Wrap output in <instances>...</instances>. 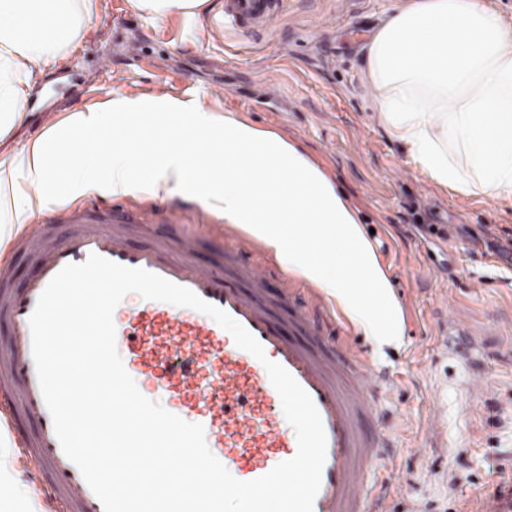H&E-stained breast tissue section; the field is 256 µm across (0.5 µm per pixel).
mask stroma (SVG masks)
Instances as JSON below:
<instances>
[{
	"label": "stroma",
	"instance_id": "obj_1",
	"mask_svg": "<svg viewBox=\"0 0 512 512\" xmlns=\"http://www.w3.org/2000/svg\"><path fill=\"white\" fill-rule=\"evenodd\" d=\"M396 2L282 0L269 27L216 38L224 0L193 18L158 20L132 0H95L78 50L33 84L0 150L115 93L199 97L300 147L369 230L401 309V339L387 345L331 311L337 334L388 373L364 423L385 441L367 512H468L477 494L512 479V206L432 182L379 125L357 51ZM135 45L141 58L129 53ZM100 57L111 60V77L100 75ZM155 202L170 220L130 232L131 247L187 236L198 265L223 266V215L179 191ZM387 468L399 488L381 497Z\"/></svg>",
	"mask_w": 512,
	"mask_h": 512
}]
</instances>
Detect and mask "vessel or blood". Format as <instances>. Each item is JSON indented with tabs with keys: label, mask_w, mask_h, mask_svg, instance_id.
Returning a JSON list of instances; mask_svg holds the SVG:
<instances>
[{
	"label": "vessel or blood",
	"mask_w": 512,
	"mask_h": 512,
	"mask_svg": "<svg viewBox=\"0 0 512 512\" xmlns=\"http://www.w3.org/2000/svg\"><path fill=\"white\" fill-rule=\"evenodd\" d=\"M280 0H224L226 27L246 30L263 26L280 8ZM153 203L128 210L95 202L63 210L29 225L11 248L30 253L37 278L13 289L6 268H0V412L8 427L32 421L25 454L34 465L28 480L36 487L44 512H104L77 467L65 455L44 402L31 348L29 317L52 277L66 264L84 262L95 253L130 268H141L185 286L225 311L261 344L268 360L284 367L311 396L327 435L322 487L313 512H365V485L376 465L379 436L362 423L374 410L379 380L364 353L329 343L320 321L328 309L317 293L289 306L286 317L274 314L262 286L269 268L257 260L256 244L234 237L233 264L203 268L190 256V241L180 247L160 242L130 247L121 230L125 224L157 223ZM55 224L71 225L65 237L51 234ZM116 347L134 380L147 381L144 395L169 403L172 413L203 425L210 450L241 481L268 473L297 452L295 433L282 427L280 397L263 362L225 341L224 330L196 310L139 300L115 317ZM292 339H285V331ZM266 359V360H267ZM475 512H512V484L481 496Z\"/></svg>",
	"instance_id": "b4317fda"
}]
</instances>
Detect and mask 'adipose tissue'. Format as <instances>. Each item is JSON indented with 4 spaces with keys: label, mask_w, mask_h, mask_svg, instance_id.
Masks as SVG:
<instances>
[{
    "label": "adipose tissue",
    "mask_w": 512,
    "mask_h": 512,
    "mask_svg": "<svg viewBox=\"0 0 512 512\" xmlns=\"http://www.w3.org/2000/svg\"><path fill=\"white\" fill-rule=\"evenodd\" d=\"M93 10L94 0H0V130L19 118L37 76L73 53ZM360 74L422 173L512 205V25L485 0H404L370 33ZM78 137L97 141L96 152L72 150ZM177 189L271 248L374 341L398 340V304L352 207L276 134L192 100L116 95L0 151L1 224L90 193Z\"/></svg>",
    "instance_id": "adipose-tissue-1"
}]
</instances>
